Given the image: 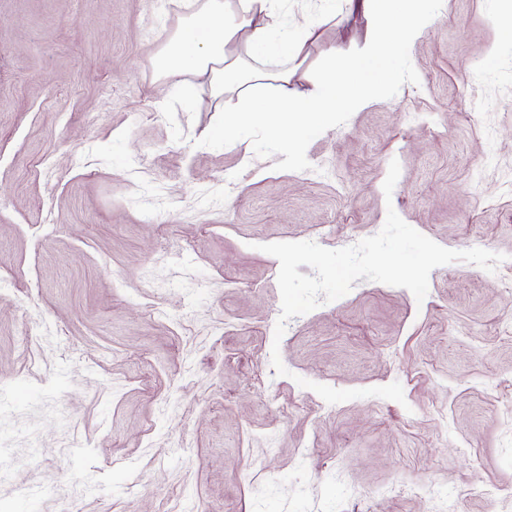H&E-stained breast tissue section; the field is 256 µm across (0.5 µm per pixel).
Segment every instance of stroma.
Segmentation results:
<instances>
[{
  "label": "stroma",
  "instance_id": "obj_1",
  "mask_svg": "<svg viewBox=\"0 0 512 512\" xmlns=\"http://www.w3.org/2000/svg\"><path fill=\"white\" fill-rule=\"evenodd\" d=\"M176 2L0 0V512H441L426 484L512 512L503 0H441L393 84L293 158L263 116L217 139L223 100L161 73ZM321 32L298 89L376 35ZM391 209L504 259L435 268L421 302L358 279L275 339L262 245L343 248ZM302 378L405 400L330 404Z\"/></svg>",
  "mask_w": 512,
  "mask_h": 512
}]
</instances>
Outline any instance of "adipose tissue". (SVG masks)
I'll return each mask as SVG.
<instances>
[{
	"label": "adipose tissue",
	"instance_id": "1",
	"mask_svg": "<svg viewBox=\"0 0 512 512\" xmlns=\"http://www.w3.org/2000/svg\"><path fill=\"white\" fill-rule=\"evenodd\" d=\"M434 0H337L324 17L362 13L381 31L378 40L366 42L356 56L339 61V75L313 91L298 93L288 85L301 68L310 46L318 43L324 18H312L295 28L283 24L277 0H240L230 9L226 0H203L188 23L174 36L159 59L162 73H188L207 79L216 96L234 95L246 108L229 113L224 125L232 130L250 115H272V136L285 150H294L305 136L325 130L328 115L340 109L367 107L380 94L388 75L386 61L400 57L429 25ZM281 61L280 69L255 67V59ZM278 83L276 100L257 95V87ZM299 124H289L291 114Z\"/></svg>",
	"mask_w": 512,
	"mask_h": 512
}]
</instances>
